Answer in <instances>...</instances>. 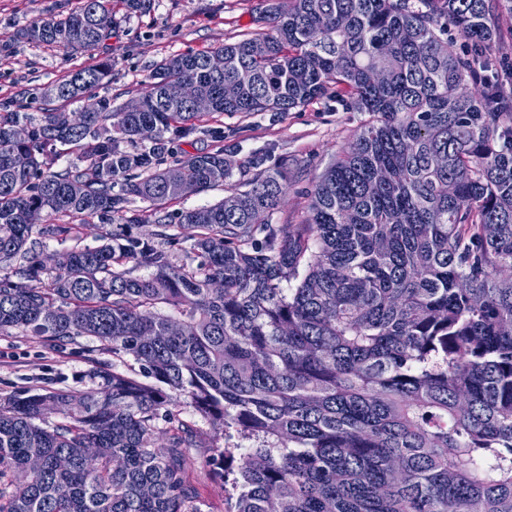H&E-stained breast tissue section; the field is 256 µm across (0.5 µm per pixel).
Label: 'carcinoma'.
<instances>
[{
    "mask_svg": "<svg viewBox=\"0 0 512 512\" xmlns=\"http://www.w3.org/2000/svg\"><path fill=\"white\" fill-rule=\"evenodd\" d=\"M504 14L512 0H266L267 31L216 47L223 72L207 51L158 64L142 112L62 111L110 60L54 85L38 119L1 112L0 333L92 336L112 369L0 400V512H201L181 395L257 442L230 469L212 449L239 490L228 512H512V92L483 55ZM450 24L473 54L448 49ZM112 25V0H82L17 38L92 52ZM184 83L230 114L334 83L369 119L300 224L266 223L286 185L268 170L144 231L129 197L158 212L221 183L220 149L164 165L167 134L203 116L169 96ZM31 208L53 220L41 238L96 218L102 244L44 265ZM127 356L139 373L117 370Z\"/></svg>",
    "mask_w": 512,
    "mask_h": 512,
    "instance_id": "1",
    "label": "carcinoma"
}]
</instances>
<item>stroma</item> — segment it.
<instances>
[{
  "instance_id": "35a3bbf8",
  "label": "stroma",
  "mask_w": 512,
  "mask_h": 512,
  "mask_svg": "<svg viewBox=\"0 0 512 512\" xmlns=\"http://www.w3.org/2000/svg\"><path fill=\"white\" fill-rule=\"evenodd\" d=\"M258 0H150L147 8H127L113 0L116 21L112 35L90 53H67L45 45L21 44L16 32L34 22L74 11L80 0H0V112H43L45 93L80 69L108 59L112 71L103 85L90 91L113 109L149 89V75L163 59L215 48L242 34L262 31L254 7ZM365 121L335 89L306 106L287 113L208 114L187 135L171 138L174 158L223 150L232 163L225 184L167 203L164 213L176 222L179 212L215 203L229 188L243 187L257 172L287 171L286 194L270 216L273 224H299L305 219L309 193L341 149L353 140ZM96 340L77 338L53 350L41 337L0 335V398L24 387L66 381L87 367L86 354ZM180 417L194 430L197 445L189 451V481L202 512H225L229 490L208 464L212 446L247 448L251 442L235 430H214L191 405Z\"/></svg>"
}]
</instances>
